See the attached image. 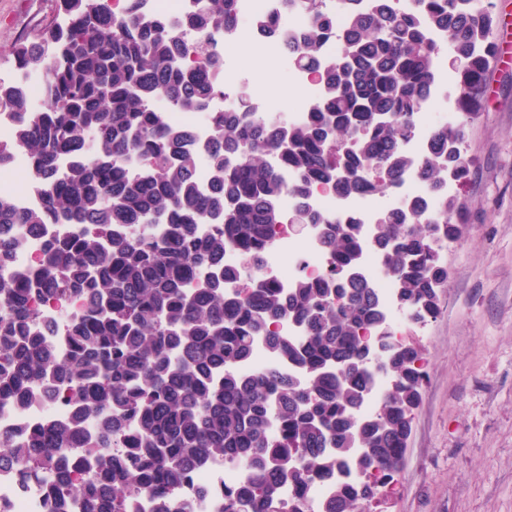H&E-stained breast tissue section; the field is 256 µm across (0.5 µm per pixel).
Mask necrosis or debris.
<instances>
[{"mask_svg": "<svg viewBox=\"0 0 512 512\" xmlns=\"http://www.w3.org/2000/svg\"><path fill=\"white\" fill-rule=\"evenodd\" d=\"M240 25L233 32L214 35L217 51L224 58L223 75L227 80L222 95L210 103V114L199 117L183 112L173 113L174 122L189 125L197 141H208L211 136L212 117L222 114L233 105L232 83L238 77L236 58L232 46L240 39L253 34L252 22L256 16L276 18L284 27L299 30L303 23L298 11L287 0H237ZM431 109L419 113L415 136L408 142L407 150L414 159H421L425 142L438 128L447 125L454 117L447 99L434 93ZM0 192L11 195L17 206L30 209L41 206L42 193L32 178V164L22 153L15 154L11 162L0 168ZM313 202L317 210L329 220L337 217L372 227L383 205L376 196L364 195L343 198L331 191H316ZM328 266L325 254L320 250L314 231L295 233L291 224L277 225L260 267L249 270L248 277L262 278L278 287L290 288L295 277L304 273L311 277L323 274ZM364 271L375 284L386 308L393 332H400L406 320L394 302V282L386 273L382 261L374 251L364 254ZM69 405L64 398L52 400L35 397L31 402L17 406L0 407V435L20 441L27 430L64 418ZM245 478L241 468L221 463L194 472L182 490L190 512H223L224 489L240 483ZM0 512H50V500L45 486L33 483L21 486L10 469L0 470Z\"/></svg>", "mask_w": 512, "mask_h": 512, "instance_id": "obj_1", "label": "necrosis or debris"}]
</instances>
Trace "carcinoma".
I'll list each match as a JSON object with an SVG mask.
<instances>
[{
  "instance_id": "cac0c4a2",
  "label": "carcinoma",
  "mask_w": 512,
  "mask_h": 512,
  "mask_svg": "<svg viewBox=\"0 0 512 512\" xmlns=\"http://www.w3.org/2000/svg\"><path fill=\"white\" fill-rule=\"evenodd\" d=\"M141 2L116 13L112 0H60L67 24L15 50L19 67L44 72L42 107L0 82V114L17 124L15 138L0 142V166L20 149L43 184L41 210L0 194V405L57 387L73 403L65 421L37 426L19 443L0 438V463L24 484L47 485L57 512H141L143 496L151 512H186L178 491L216 460L248 473L224 488V512H307L319 478L335 481L323 512H364L396 481L424 369L418 346L391 337L379 292L363 275L362 225L323 229L327 273L300 274L286 293L257 281L225 298L224 282L241 272L224 266V254L257 265L287 192L394 196L413 164L405 146L437 63L454 57L461 107L431 135L419 168L438 220L425 199L400 198L371 235L396 307L412 324L434 317L437 288L448 282L441 250L458 239L455 220L468 208L448 194V178L463 182L471 172L466 104L483 89L497 20L485 0H336L341 50L322 69L334 16L324 0H288L306 17L301 34L265 17L253 26L283 37L323 95L292 124L258 115L240 95L200 143L170 113L206 114L223 93L211 36L237 24L236 0H196L183 24ZM202 152L208 189L198 184ZM40 224L81 228L51 239L36 272L11 275L20 236ZM199 224L219 229L201 236ZM197 268L207 275L190 291ZM77 297L89 302L71 318L60 356L35 330L38 302ZM286 318L301 325L299 340L271 329ZM260 336L299 376L240 370ZM379 373L390 384L367 418L361 408ZM285 487L293 492L286 502Z\"/></svg>"
}]
</instances>
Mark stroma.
<instances>
[{"label":"stroma","instance_id":"1","mask_svg":"<svg viewBox=\"0 0 512 512\" xmlns=\"http://www.w3.org/2000/svg\"><path fill=\"white\" fill-rule=\"evenodd\" d=\"M62 20L56 0H0V81L14 49ZM236 92L301 103L266 45ZM490 97L477 98L458 194L469 203L463 236L441 253L448 285L424 326L408 327L426 376L394 489L371 512H512V67H493Z\"/></svg>","mask_w":512,"mask_h":512}]
</instances>
